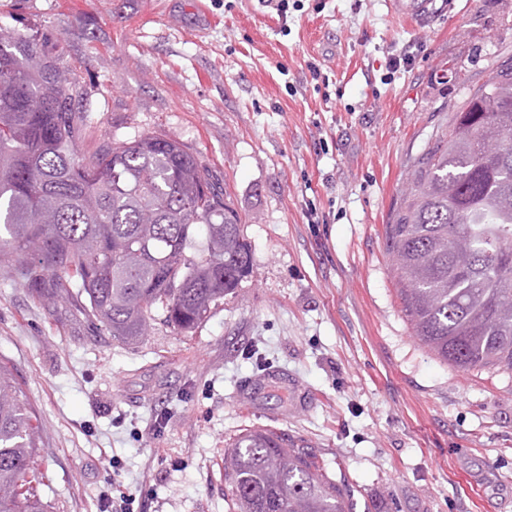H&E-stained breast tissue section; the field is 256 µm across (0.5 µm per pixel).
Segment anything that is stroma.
<instances>
[{"instance_id":"stroma-1","label":"stroma","mask_w":512,"mask_h":512,"mask_svg":"<svg viewBox=\"0 0 512 512\" xmlns=\"http://www.w3.org/2000/svg\"><path fill=\"white\" fill-rule=\"evenodd\" d=\"M0 0L60 47L91 152L177 139L224 188L252 269L193 333L112 339L0 271V365L41 420L52 512H232L224 446H308L348 512H512V377L432 357L385 249L401 192L455 104L512 65V0ZM412 52L394 71L391 55ZM391 9L409 12L425 19L431 18L436 11L435 0H392Z\"/></svg>"}]
</instances>
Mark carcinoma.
<instances>
[{
	"label": "carcinoma",
	"instance_id": "obj_1",
	"mask_svg": "<svg viewBox=\"0 0 512 512\" xmlns=\"http://www.w3.org/2000/svg\"><path fill=\"white\" fill-rule=\"evenodd\" d=\"M87 93L38 32L0 28V268L115 339L194 332L251 272L224 190L171 137L78 153ZM386 252L430 353L512 375V67L467 93L402 190ZM37 416L0 367V512H51ZM234 512H347L307 446L244 429L224 448Z\"/></svg>",
	"mask_w": 512,
	"mask_h": 512
}]
</instances>
